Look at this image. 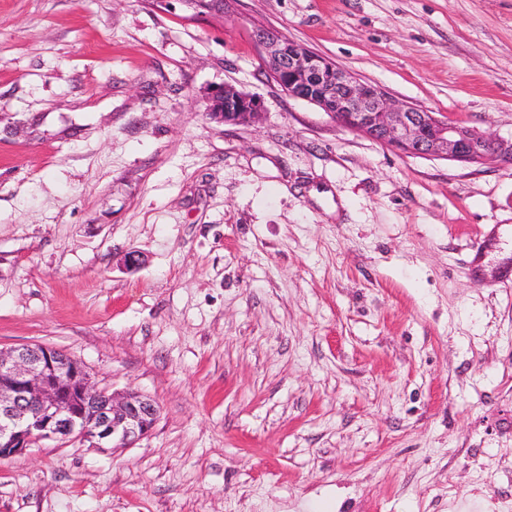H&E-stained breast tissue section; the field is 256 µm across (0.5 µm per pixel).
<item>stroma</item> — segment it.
<instances>
[{
  "instance_id": "1",
  "label": "stroma",
  "mask_w": 512,
  "mask_h": 512,
  "mask_svg": "<svg viewBox=\"0 0 512 512\" xmlns=\"http://www.w3.org/2000/svg\"><path fill=\"white\" fill-rule=\"evenodd\" d=\"M258 25L512 140V0H0V347L160 408L0 461V512H512V164L339 127ZM208 100L206 115L217 123L249 125L257 122L263 113L260 99L231 85L212 89Z\"/></svg>"
}]
</instances>
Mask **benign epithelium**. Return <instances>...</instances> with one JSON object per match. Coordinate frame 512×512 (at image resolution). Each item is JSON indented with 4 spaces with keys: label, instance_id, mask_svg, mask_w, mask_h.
<instances>
[{
    "label": "benign epithelium",
    "instance_id": "obj_1",
    "mask_svg": "<svg viewBox=\"0 0 512 512\" xmlns=\"http://www.w3.org/2000/svg\"><path fill=\"white\" fill-rule=\"evenodd\" d=\"M194 15L222 16L225 0H181ZM262 65L289 95L307 101L340 126L405 155L481 163L512 162V142L449 122L434 112L397 103L377 86L313 53L283 34L255 32ZM207 116L217 123L249 125L263 111L260 99L231 85L208 93ZM158 406L138 393L97 388L82 364L45 345L0 349V460L49 438H74L98 448H128L155 426Z\"/></svg>",
    "mask_w": 512,
    "mask_h": 512
}]
</instances>
